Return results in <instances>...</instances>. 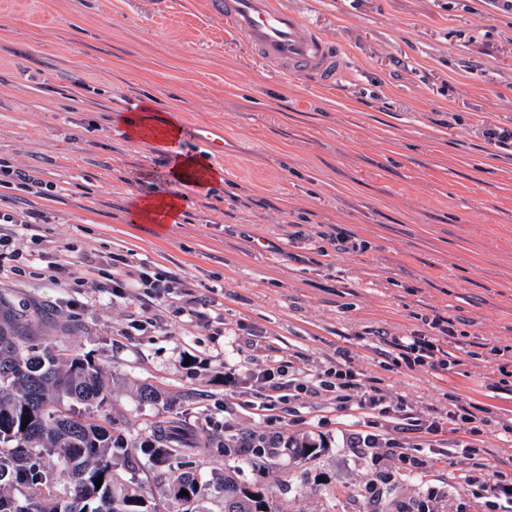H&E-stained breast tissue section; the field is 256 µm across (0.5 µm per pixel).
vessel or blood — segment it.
I'll return each mask as SVG.
<instances>
[{
	"label": "vessel or blood",
	"instance_id": "obj_1",
	"mask_svg": "<svg viewBox=\"0 0 512 512\" xmlns=\"http://www.w3.org/2000/svg\"><path fill=\"white\" fill-rule=\"evenodd\" d=\"M226 28L242 35L266 65L300 72L321 85L335 82L346 59L318 31L274 0H212Z\"/></svg>",
	"mask_w": 512,
	"mask_h": 512
}]
</instances>
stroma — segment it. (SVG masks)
Returning a JSON list of instances; mask_svg holds the SVG:
<instances>
[{
    "label": "stroma",
    "instance_id": "obj_1",
    "mask_svg": "<svg viewBox=\"0 0 512 512\" xmlns=\"http://www.w3.org/2000/svg\"><path fill=\"white\" fill-rule=\"evenodd\" d=\"M209 0H0V158L53 187L40 198L0 187V210L37 211L39 244L18 238L25 276L0 261V293L34 310L36 341L103 365L111 392L98 416L132 442L167 421L190 433L182 470L215 484L231 473L271 512H492L461 474L512 476V10L501 0H280L340 48L347 67L323 86L272 69L224 32ZM154 101L182 125L189 155L224 172L191 193L176 223L133 222V194H175L145 179L168 160L113 120ZM206 128L224 151L196 136ZM346 233L360 248L330 250ZM126 256L132 274L176 275L187 321L137 289L112 291L92 259ZM155 319L147 332L131 323ZM441 337L452 368L407 367L393 339ZM288 358V411L270 427L237 395L254 363ZM355 370L402 416L466 407L483 435L396 433L399 452L364 448L370 416L335 393L296 384ZM156 388L154 401L139 397ZM279 432L282 446L240 452L241 436ZM302 441L312 454H295ZM479 453L468 457L463 447ZM430 449L409 471L404 451ZM164 512H182L163 469L120 468Z\"/></svg>",
    "mask_w": 512,
    "mask_h": 512
}]
</instances>
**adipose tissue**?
<instances>
[{
    "mask_svg": "<svg viewBox=\"0 0 512 512\" xmlns=\"http://www.w3.org/2000/svg\"><path fill=\"white\" fill-rule=\"evenodd\" d=\"M120 122L132 139L148 142L155 149L167 153L168 166L163 173L165 179L197 189L221 180L222 169L201 166L194 157L179 150L178 145L185 136L184 128L156 114L152 107L121 116ZM182 204V198L177 196L140 197L133 204L132 216L136 223L154 224L161 228L176 222Z\"/></svg>",
    "mask_w": 512,
    "mask_h": 512,
    "instance_id": "ef3b65f1",
    "label": "adipose tissue"
}]
</instances>
